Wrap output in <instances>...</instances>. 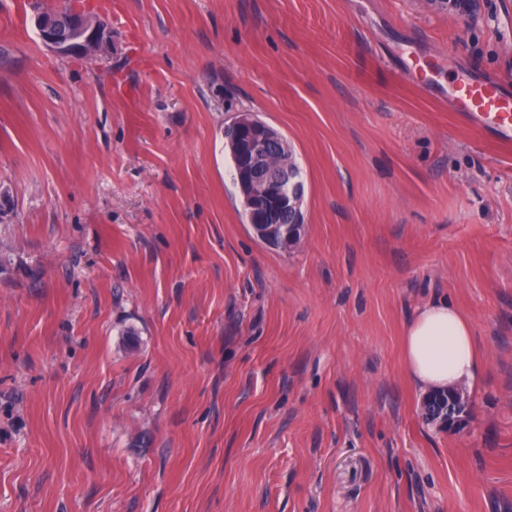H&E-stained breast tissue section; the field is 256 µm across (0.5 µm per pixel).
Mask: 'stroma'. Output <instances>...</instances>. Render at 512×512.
Segmentation results:
<instances>
[{
	"label": "stroma",
	"instance_id": "obj_1",
	"mask_svg": "<svg viewBox=\"0 0 512 512\" xmlns=\"http://www.w3.org/2000/svg\"><path fill=\"white\" fill-rule=\"evenodd\" d=\"M99 61L0 0V512H512V0H81ZM288 139L305 232L257 239L224 125ZM484 364L419 414L405 324ZM451 107L462 112L477 129L497 131L502 142L512 138V97L502 91L498 80L476 77L462 81ZM402 345L412 382L422 389H444L423 397L422 418L449 431L462 427L470 416L469 398L448 387L473 382L482 370L471 323L448 301H430L406 325ZM441 391L448 397L444 411L436 405Z\"/></svg>",
	"mask_w": 512,
	"mask_h": 512
}]
</instances>
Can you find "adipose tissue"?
<instances>
[{
  "instance_id": "1",
  "label": "adipose tissue",
  "mask_w": 512,
  "mask_h": 512,
  "mask_svg": "<svg viewBox=\"0 0 512 512\" xmlns=\"http://www.w3.org/2000/svg\"><path fill=\"white\" fill-rule=\"evenodd\" d=\"M402 345L408 374L423 389L470 383L482 370L470 322L443 300L416 310L404 329Z\"/></svg>"
}]
</instances>
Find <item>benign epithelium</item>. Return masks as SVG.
Returning <instances> with one entry per match:
<instances>
[{
  "instance_id": "7a95c632",
  "label": "benign epithelium",
  "mask_w": 512,
  "mask_h": 512,
  "mask_svg": "<svg viewBox=\"0 0 512 512\" xmlns=\"http://www.w3.org/2000/svg\"><path fill=\"white\" fill-rule=\"evenodd\" d=\"M69 18L75 37L64 39L56 19ZM43 45L59 56L103 55L112 47V29L88 11L68 0H56V7L37 19ZM226 128L236 134L234 180L244 203V212L256 237L286 249L304 231V185L285 137L271 125L248 112H240ZM422 418L453 431L470 416L467 395L457 388L433 390L422 400Z\"/></svg>"
}]
</instances>
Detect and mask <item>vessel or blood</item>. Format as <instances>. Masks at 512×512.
Segmentation results:
<instances>
[{"mask_svg":"<svg viewBox=\"0 0 512 512\" xmlns=\"http://www.w3.org/2000/svg\"><path fill=\"white\" fill-rule=\"evenodd\" d=\"M451 107L477 129L495 130L502 142L512 141V96L502 91L498 80L476 77L462 81Z\"/></svg>","mask_w":512,"mask_h":512,"instance_id":"obj_1","label":"vessel or blood"}]
</instances>
